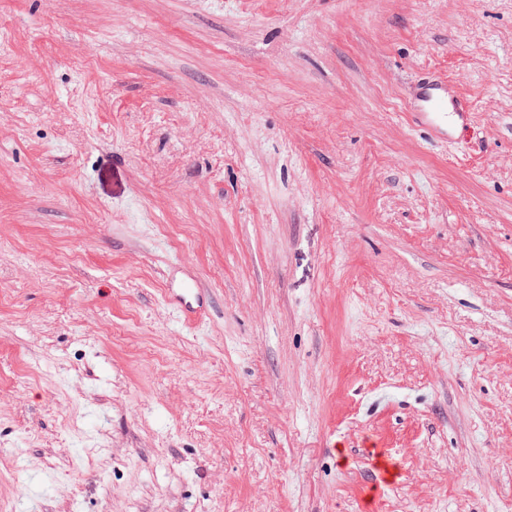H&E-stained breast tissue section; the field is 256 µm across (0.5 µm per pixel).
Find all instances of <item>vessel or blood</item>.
Returning a JSON list of instances; mask_svg holds the SVG:
<instances>
[{
	"label": "vessel or blood",
	"instance_id": "1",
	"mask_svg": "<svg viewBox=\"0 0 512 512\" xmlns=\"http://www.w3.org/2000/svg\"><path fill=\"white\" fill-rule=\"evenodd\" d=\"M408 118L413 126L425 129L439 142L453 141L458 130L471 126L473 112L467 99L447 77L431 73L413 91ZM185 318L198 317L204 307L203 299L189 286L174 289L170 295Z\"/></svg>",
	"mask_w": 512,
	"mask_h": 512
}]
</instances>
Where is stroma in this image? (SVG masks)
Listing matches in <instances>:
<instances>
[{
    "label": "stroma",
    "mask_w": 512,
    "mask_h": 512,
    "mask_svg": "<svg viewBox=\"0 0 512 512\" xmlns=\"http://www.w3.org/2000/svg\"><path fill=\"white\" fill-rule=\"evenodd\" d=\"M0 512H512V0H0ZM408 118L439 142H451L460 129L472 125L474 112L448 78L431 73L411 94ZM170 301L178 305L188 320H195L204 308L203 299L196 293V288L188 285L175 288L169 296Z\"/></svg>",
    "instance_id": "stroma-1"
}]
</instances>
